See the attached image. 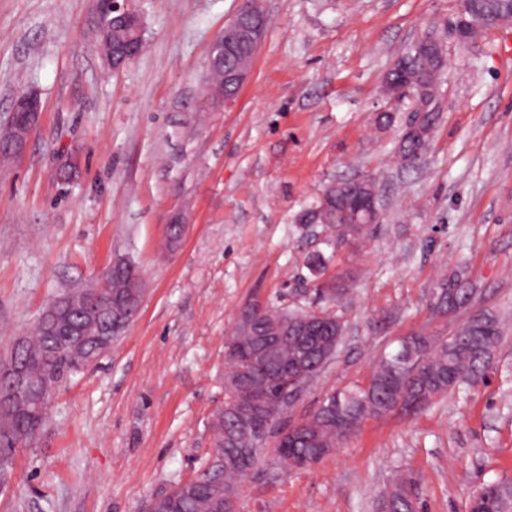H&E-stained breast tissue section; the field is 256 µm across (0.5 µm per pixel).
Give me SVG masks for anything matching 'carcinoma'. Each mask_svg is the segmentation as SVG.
<instances>
[{"label": "carcinoma", "mask_w": 512, "mask_h": 512, "mask_svg": "<svg viewBox=\"0 0 512 512\" xmlns=\"http://www.w3.org/2000/svg\"><path fill=\"white\" fill-rule=\"evenodd\" d=\"M476 19L488 27H495L499 20L512 19L509 0H487L473 11ZM246 60L244 56L231 57L224 62V69L210 73L211 84L224 95L233 96L237 87L224 82V71L236 68ZM447 67V55L437 49L433 38L419 39L405 48L392 61L383 82L384 94L397 85L409 86L412 106L424 112L423 133L403 136L398 142L395 156L398 164L413 167L424 161L431 135L440 122V110L432 99L439 97ZM353 189L343 185L333 193V199L317 212L309 207L300 211L296 223L317 222L325 237L337 244L348 243L355 247L371 234L370 226L380 217L355 226L346 223L338 196H349ZM329 258L319 252L307 255L305 266L317 281L316 300L310 306L285 308L266 303L263 312L248 313L235 324L224 342V403L236 395L240 383L250 376H263L261 392L265 395V409L276 427H287L281 421L287 407L280 404L283 386L274 377L275 372L288 367L305 375L310 382L333 357L327 354L331 347L340 345L345 332V321L338 313L326 310V304L335 303L348 293L347 281L351 274L325 278ZM139 276L133 264L112 267L107 281L110 301L128 291V286ZM455 299L448 294L447 284H439L431 303L434 315L445 316L448 306ZM320 307L323 316L315 319L314 332L300 336L293 329H285L283 322L297 312L310 307ZM502 330L499 321L491 314L478 313L468 319L451 336H430L416 333L400 340L397 349L385 352L378 358L367 382L333 391L325 397L323 405L307 414L304 426L279 441L275 463L284 470L294 468L298 460L311 457L319 448H336L345 441L361 422L368 417H380L394 412L417 413L437 399H444L463 384L475 383L486 378L491 370ZM268 336L278 337L272 355L260 358L259 364L247 361L240 352L242 344ZM94 337L87 338L86 347L72 351L63 363L52 356L49 324L43 319L31 327L26 346L14 352L29 379L41 383L46 373L60 371L70 376L84 366L85 355L93 351ZM25 407L16 409L9 418L0 420V464H9L12 448L8 443L26 442L39 430L32 412L36 411L39 388L31 386L22 394ZM246 413L238 408L227 412L226 418L212 423V453L220 464L208 467L202 462L192 480L179 481L173 491L179 498L178 512H216V498L243 487L248 476L247 463L258 457L259 449L252 447V440L245 431ZM382 512H417V503L410 492L408 481L401 473L392 476L381 493ZM469 512H512V479H501L484 484L472 496Z\"/></svg>", "instance_id": "1"}]
</instances>
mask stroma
Returning a JSON list of instances; mask_svg holds the SVG:
<instances>
[{
  "label": "stroma",
  "mask_w": 512,
  "mask_h": 512,
  "mask_svg": "<svg viewBox=\"0 0 512 512\" xmlns=\"http://www.w3.org/2000/svg\"><path fill=\"white\" fill-rule=\"evenodd\" d=\"M128 5L144 47L112 72L94 46L93 0H0V116L23 92L42 103L26 152L0 167V354L113 258L146 279L136 319L15 449L0 512H143L194 476L239 308L312 301L315 251L329 273L352 272V293L337 357L296 415L365 382L404 336H444L482 311L504 334L487 381L415 415L366 419L313 467L264 459L241 512H373L397 471L420 512H468L481 484L512 478V23L471 45L447 38L441 121L425 161L402 169L411 100L383 97L384 75L457 0H264L267 35L229 109L210 103L207 69L241 0ZM383 113L394 121L378 124ZM372 173L384 220L362 249L294 223L324 185ZM442 280L462 297L444 317L429 310Z\"/></svg>",
  "instance_id": "stroma-1"
}]
</instances>
